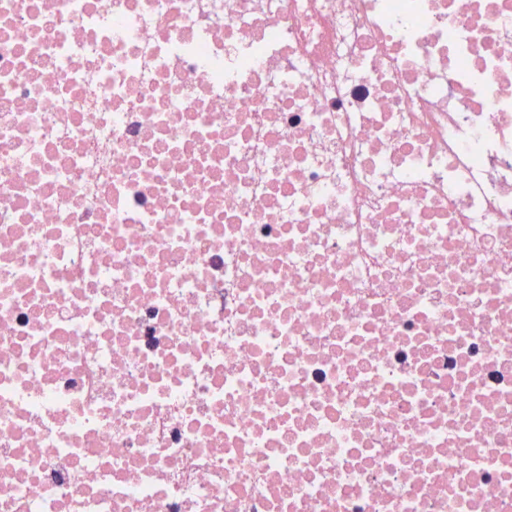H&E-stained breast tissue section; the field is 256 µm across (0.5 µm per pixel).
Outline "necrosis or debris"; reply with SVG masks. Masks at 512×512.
I'll return each instance as SVG.
<instances>
[{
    "instance_id": "4bbe7bcc",
    "label": "necrosis or debris",
    "mask_w": 512,
    "mask_h": 512,
    "mask_svg": "<svg viewBox=\"0 0 512 512\" xmlns=\"http://www.w3.org/2000/svg\"><path fill=\"white\" fill-rule=\"evenodd\" d=\"M0 512H512V0H0Z\"/></svg>"
}]
</instances>
